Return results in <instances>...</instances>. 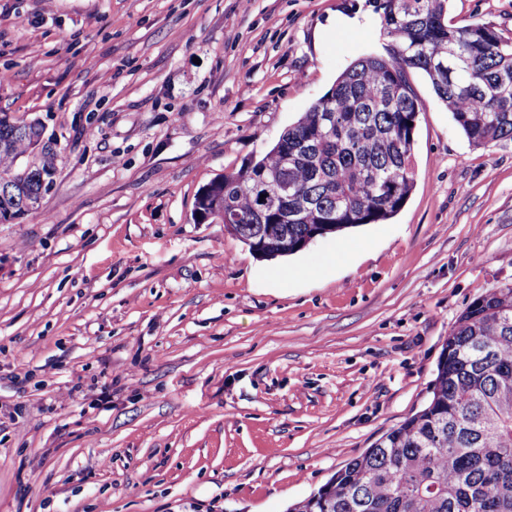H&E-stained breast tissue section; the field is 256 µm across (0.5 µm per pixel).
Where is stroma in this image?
<instances>
[{"label": "stroma", "instance_id": "stroma-1", "mask_svg": "<svg viewBox=\"0 0 512 512\" xmlns=\"http://www.w3.org/2000/svg\"><path fill=\"white\" fill-rule=\"evenodd\" d=\"M512 40V0H449ZM388 43L365 0H0V113L56 152L0 224V512H287L431 396L512 283V140L426 77L388 223L255 257L198 191Z\"/></svg>", "mask_w": 512, "mask_h": 512}]
</instances>
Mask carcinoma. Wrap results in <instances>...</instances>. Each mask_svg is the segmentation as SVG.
Instances as JSON below:
<instances>
[{"label":"carcinoma","mask_w":512,"mask_h":512,"mask_svg":"<svg viewBox=\"0 0 512 512\" xmlns=\"http://www.w3.org/2000/svg\"><path fill=\"white\" fill-rule=\"evenodd\" d=\"M448 2L366 0L386 54L353 61L270 149L230 173L217 191L233 218L224 228L256 257L293 255L316 230L385 224L403 209L421 112L413 71L471 146L512 139V42L490 24L453 26ZM42 132L0 113V224L22 218L55 178L47 146L39 163L17 167ZM289 512H512V284L459 315L427 405Z\"/></svg>","instance_id":"1"}]
</instances>
